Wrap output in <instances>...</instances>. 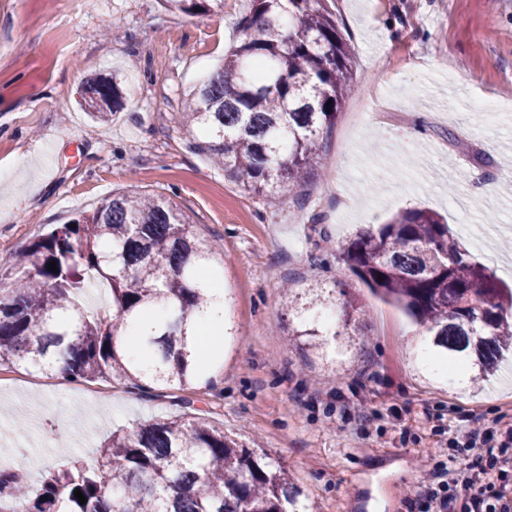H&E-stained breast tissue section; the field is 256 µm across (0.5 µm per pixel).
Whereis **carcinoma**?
<instances>
[{
	"instance_id": "1",
	"label": "carcinoma",
	"mask_w": 512,
	"mask_h": 512,
	"mask_svg": "<svg viewBox=\"0 0 512 512\" xmlns=\"http://www.w3.org/2000/svg\"><path fill=\"white\" fill-rule=\"evenodd\" d=\"M332 0H249L242 38L224 66L186 94L179 123L193 147L224 177L281 204L317 176L319 144L336 124L354 80L351 50ZM170 12L204 15L224 0H161ZM84 107L100 120L118 111L117 81L89 84ZM30 243L16 266L0 268V364L56 370L75 383L120 381L141 392L205 380L222 341L204 345L194 325L217 282L212 260L224 245L200 238L189 215L159 194L103 199ZM56 262L58 272L48 270ZM337 262L422 325L439 357L476 381L512 354V288L456 241L435 212L410 209L339 247ZM106 285L112 314L84 306L90 283ZM286 288L288 335L307 348L336 349L318 314L339 308L348 335L366 311L336 287ZM162 297L167 316L147 318ZM141 325L137 346L150 369L125 358L118 334ZM80 489L87 502L75 498ZM285 466L195 414L167 416L114 432L95 463L52 469L31 488L17 469H0V512H306Z\"/></svg>"
}]
</instances>
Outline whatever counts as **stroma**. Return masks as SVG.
I'll return each mask as SVG.
<instances>
[{"label":"stroma","mask_w":512,"mask_h":512,"mask_svg":"<svg viewBox=\"0 0 512 512\" xmlns=\"http://www.w3.org/2000/svg\"><path fill=\"white\" fill-rule=\"evenodd\" d=\"M353 51L354 87L323 139L304 204L248 194L195 151L177 116L186 92L241 39L248 0L189 16L160 0H0V266L38 235L115 192L170 197L218 262L231 336L212 384L155 397L120 382L77 385L0 365V466L31 485L95 456L128 431L191 402L247 447L287 466L308 512H405L419 467L447 447L426 405L512 415V358L481 390L448 383L416 354L426 331L360 291L363 333L337 334L336 359L289 340L281 285L339 276L334 261L356 229L422 208L512 285V112L474 101L512 97V0H335ZM116 79L123 107L93 121L79 105L88 79ZM492 192H485V185ZM321 216L325 234L314 232ZM381 402L363 429L337 397Z\"/></svg>","instance_id":"1"}]
</instances>
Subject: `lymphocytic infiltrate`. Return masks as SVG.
Returning <instances> with one entry per match:
<instances>
[{
	"mask_svg": "<svg viewBox=\"0 0 512 512\" xmlns=\"http://www.w3.org/2000/svg\"><path fill=\"white\" fill-rule=\"evenodd\" d=\"M448 436V458L422 471L409 512H512V423L451 405L424 413Z\"/></svg>",
	"mask_w": 512,
	"mask_h": 512,
	"instance_id": "f902f5d3",
	"label": "lymphocytic infiltrate"
}]
</instances>
